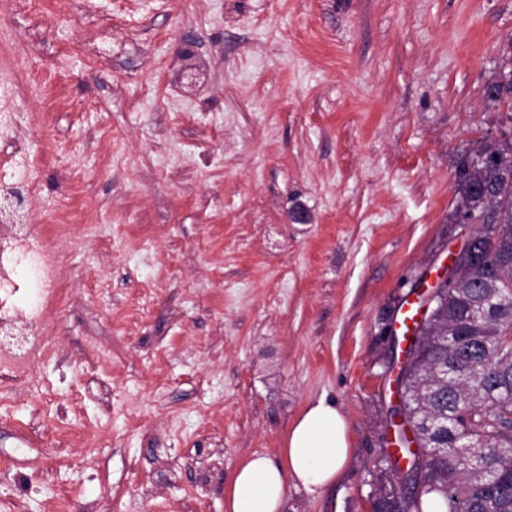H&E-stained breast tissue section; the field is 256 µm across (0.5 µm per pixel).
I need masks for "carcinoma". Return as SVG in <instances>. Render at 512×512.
I'll list each match as a JSON object with an SVG mask.
<instances>
[{
  "label": "carcinoma",
  "instance_id": "cac0c4a2",
  "mask_svg": "<svg viewBox=\"0 0 512 512\" xmlns=\"http://www.w3.org/2000/svg\"><path fill=\"white\" fill-rule=\"evenodd\" d=\"M484 95L505 120L455 163L454 220H474L475 236L455 259L459 280L436 288L418 327L397 438L408 473L378 486L398 487L393 512H423L433 493L446 512H512V69ZM470 448L480 464L467 463Z\"/></svg>",
  "mask_w": 512,
  "mask_h": 512
}]
</instances>
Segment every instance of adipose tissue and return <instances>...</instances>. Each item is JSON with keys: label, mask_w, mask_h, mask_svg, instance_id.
Segmentation results:
<instances>
[{"label": "adipose tissue", "mask_w": 512, "mask_h": 512, "mask_svg": "<svg viewBox=\"0 0 512 512\" xmlns=\"http://www.w3.org/2000/svg\"><path fill=\"white\" fill-rule=\"evenodd\" d=\"M351 454L344 413L326 397L311 400L290 424L278 458L254 453L236 466L225 512H288V489L316 497L335 485Z\"/></svg>", "instance_id": "ef3b65f1"}]
</instances>
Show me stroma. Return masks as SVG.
Returning a JSON list of instances; mask_svg holds the SVG:
<instances>
[{
	"label": "stroma",
	"mask_w": 512,
	"mask_h": 512,
	"mask_svg": "<svg viewBox=\"0 0 512 512\" xmlns=\"http://www.w3.org/2000/svg\"><path fill=\"white\" fill-rule=\"evenodd\" d=\"M17 55L32 135L0 191L50 229L100 211L56 242L55 355L0 391V512H225L322 396L351 456L288 512H368L396 318L471 232L454 159L502 118L512 0H13L0 80Z\"/></svg>",
	"instance_id": "stroma-1"
}]
</instances>
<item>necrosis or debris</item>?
Listing matches in <instances>:
<instances>
[{
	"instance_id": "obj_1",
	"label": "necrosis or debris",
	"mask_w": 512,
	"mask_h": 512,
	"mask_svg": "<svg viewBox=\"0 0 512 512\" xmlns=\"http://www.w3.org/2000/svg\"><path fill=\"white\" fill-rule=\"evenodd\" d=\"M24 262L38 273L36 305L19 309L14 280ZM58 250L40 224L0 225V386L27 382L42 360L52 354L46 326L49 314L61 303Z\"/></svg>"
}]
</instances>
